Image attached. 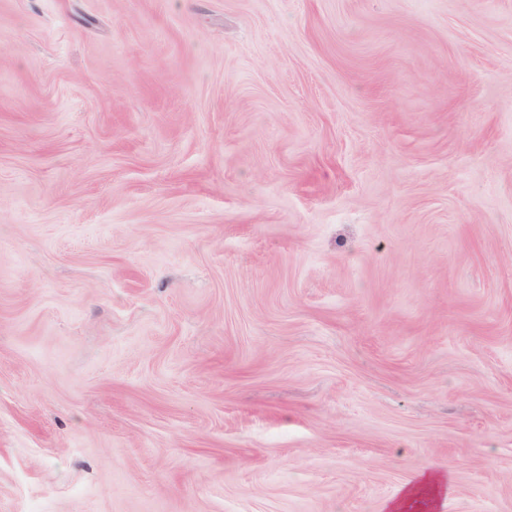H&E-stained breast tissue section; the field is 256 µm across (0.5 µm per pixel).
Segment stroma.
<instances>
[{"label": "stroma", "instance_id": "obj_1", "mask_svg": "<svg viewBox=\"0 0 512 512\" xmlns=\"http://www.w3.org/2000/svg\"><path fill=\"white\" fill-rule=\"evenodd\" d=\"M512 512V0H0V512ZM445 483L434 475L419 473L407 481L403 487V493L394 501L390 510L392 512H406L416 500H427L429 507H433L438 498L439 489Z\"/></svg>", "mask_w": 512, "mask_h": 512}]
</instances>
